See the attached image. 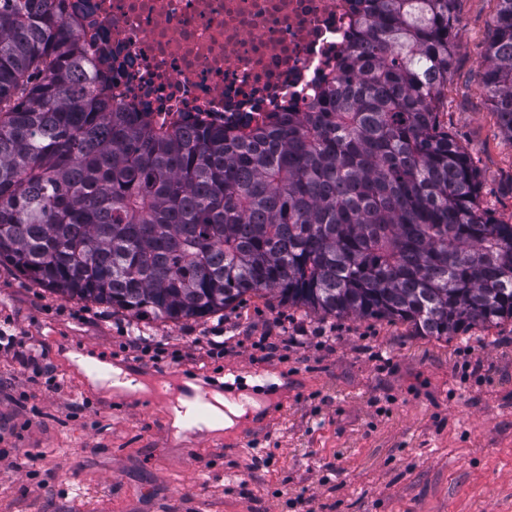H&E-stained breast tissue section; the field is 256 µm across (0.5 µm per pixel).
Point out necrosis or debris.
<instances>
[{"label": "necrosis or debris", "instance_id": "4bbe7bcc", "mask_svg": "<svg viewBox=\"0 0 512 512\" xmlns=\"http://www.w3.org/2000/svg\"><path fill=\"white\" fill-rule=\"evenodd\" d=\"M97 82L156 126L303 112L353 40L360 0H67Z\"/></svg>", "mask_w": 512, "mask_h": 512}]
</instances>
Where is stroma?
Here are the masks:
<instances>
[{
  "mask_svg": "<svg viewBox=\"0 0 512 512\" xmlns=\"http://www.w3.org/2000/svg\"><path fill=\"white\" fill-rule=\"evenodd\" d=\"M497 9L458 0L439 120L482 177V207L512 224V146L479 76ZM1 324L23 342L0 345V512H512V320L445 340L266 293L203 318L137 319L0 265ZM83 357L144 391L101 388ZM232 369L262 371L286 397L273 427L259 403L220 432H179L155 377L187 373L175 388L189 399Z\"/></svg>",
  "mask_w": 512,
  "mask_h": 512,
  "instance_id": "obj_1",
  "label": "stroma"
}]
</instances>
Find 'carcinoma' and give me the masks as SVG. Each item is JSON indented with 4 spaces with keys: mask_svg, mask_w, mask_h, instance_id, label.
Listing matches in <instances>:
<instances>
[{
    "mask_svg": "<svg viewBox=\"0 0 512 512\" xmlns=\"http://www.w3.org/2000/svg\"><path fill=\"white\" fill-rule=\"evenodd\" d=\"M482 84L512 145V0ZM457 0H368L305 112L152 126L82 71L66 0H0V264L135 318L247 295L448 337L512 319V224L439 123Z\"/></svg>",
    "mask_w": 512,
    "mask_h": 512,
    "instance_id": "obj_1",
    "label": "carcinoma"
}]
</instances>
